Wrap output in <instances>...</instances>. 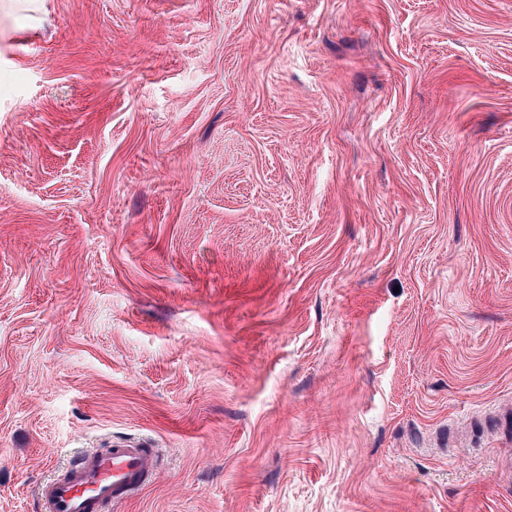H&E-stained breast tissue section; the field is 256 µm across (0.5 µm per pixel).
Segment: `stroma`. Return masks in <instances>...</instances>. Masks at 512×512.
I'll use <instances>...</instances> for the list:
<instances>
[{
    "mask_svg": "<svg viewBox=\"0 0 512 512\" xmlns=\"http://www.w3.org/2000/svg\"><path fill=\"white\" fill-rule=\"evenodd\" d=\"M512 512V0L0 10V512ZM156 456L146 443H113L105 452L78 454L60 475L37 489L41 512H112L156 474Z\"/></svg>",
    "mask_w": 512,
    "mask_h": 512,
    "instance_id": "obj_1",
    "label": "stroma"
}]
</instances>
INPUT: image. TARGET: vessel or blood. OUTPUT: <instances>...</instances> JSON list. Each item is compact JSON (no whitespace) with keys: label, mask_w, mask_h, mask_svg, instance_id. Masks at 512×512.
<instances>
[{"label":"vessel or blood","mask_w":512,"mask_h":512,"mask_svg":"<svg viewBox=\"0 0 512 512\" xmlns=\"http://www.w3.org/2000/svg\"><path fill=\"white\" fill-rule=\"evenodd\" d=\"M155 462L153 448L140 442L80 453L62 474L39 485V512H111L149 483Z\"/></svg>","instance_id":"vessel-or-blood-1"}]
</instances>
